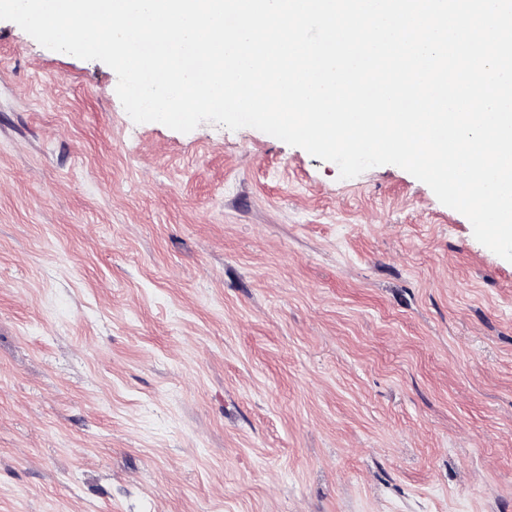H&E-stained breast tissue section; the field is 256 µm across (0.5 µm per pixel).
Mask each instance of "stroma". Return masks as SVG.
Wrapping results in <instances>:
<instances>
[{
    "mask_svg": "<svg viewBox=\"0 0 512 512\" xmlns=\"http://www.w3.org/2000/svg\"><path fill=\"white\" fill-rule=\"evenodd\" d=\"M116 85L0 21V512H512V262Z\"/></svg>",
    "mask_w": 512,
    "mask_h": 512,
    "instance_id": "stroma-1",
    "label": "stroma"
}]
</instances>
